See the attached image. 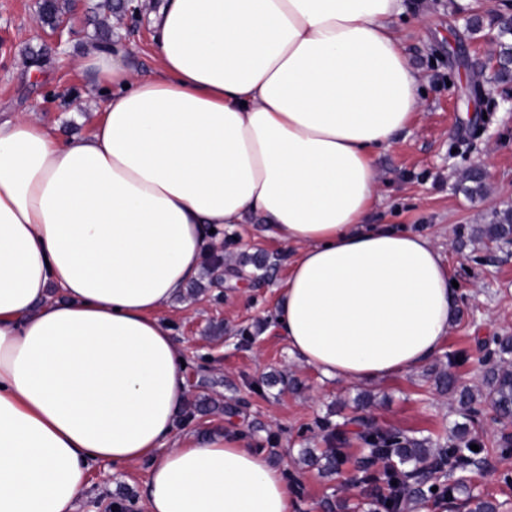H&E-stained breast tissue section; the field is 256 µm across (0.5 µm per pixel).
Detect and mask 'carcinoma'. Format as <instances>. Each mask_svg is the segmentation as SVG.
<instances>
[{
	"label": "carcinoma",
	"mask_w": 512,
	"mask_h": 512,
	"mask_svg": "<svg viewBox=\"0 0 512 512\" xmlns=\"http://www.w3.org/2000/svg\"><path fill=\"white\" fill-rule=\"evenodd\" d=\"M42 20L53 24L61 16L59 0H43L39 4ZM494 79L498 83L512 82V44L503 43L497 55V67ZM467 186L464 191L471 196L482 197L486 193L484 176L470 170L464 177ZM486 239L492 243L512 242V208L495 210L487 226L483 230ZM224 268V254L218 250L212 252L208 260L207 274L210 284L215 285L221 280V269ZM498 349L494 360L486 356L479 360L485 367L484 381L488 388L487 397L495 412L496 421L512 423V336H504L497 341ZM436 385L441 390L458 394L461 408L470 411L474 402L472 389L457 384L452 373L443 372L436 377ZM352 423L360 428L359 438L364 441L375 439L371 457L360 466L359 482L369 485L383 483L387 486V494L379 499V505L385 512H395L398 503L405 504L420 499L424 491H432L436 486V474L444 472L451 476L457 472H466L476 466V460L485 451V443L480 437L470 433L466 425H457L448 436V442L433 451L430 440L404 436L399 432L383 430L374 425L368 416H358ZM479 446V451L471 450L470 445ZM306 460L313 464L319 459L326 461L327 468H332L338 461L341 449L331 448L320 454L313 448L304 451ZM452 491L464 496L460 507L466 512H499L501 503L485 499L470 493L462 481L454 483Z\"/></svg>",
	"instance_id": "obj_1"
}]
</instances>
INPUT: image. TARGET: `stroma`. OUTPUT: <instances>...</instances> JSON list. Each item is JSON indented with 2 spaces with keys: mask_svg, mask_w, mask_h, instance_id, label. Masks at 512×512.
<instances>
[{
  "mask_svg": "<svg viewBox=\"0 0 512 512\" xmlns=\"http://www.w3.org/2000/svg\"><path fill=\"white\" fill-rule=\"evenodd\" d=\"M95 0H60L75 32L56 42L39 19L38 0H0V117L28 115L60 138L90 131L92 115L74 108L91 93L77 61L87 44L134 45L128 57L137 73L154 70L149 15L161 0H113L107 26L92 19ZM512 0H403L397 20L409 65L420 79L422 106L390 147L375 152L379 196L376 219L431 235L458 284V306L441 352L418 370L368 384L328 378L289 355L272 311L294 251L263 233L260 218L225 227L224 282L184 289L161 314L180 341L190 401L217 404L178 429L196 438L242 433L264 449L295 490V512H328L346 496L354 512H375L374 488L345 487L367 453L348 418L358 402L371 401L375 422L410 437L445 444L455 424L471 420L487 446L483 469L464 473L468 490L512 508V454H501L502 425L489 402L476 401L470 415L451 408L435 382L447 368L472 388L483 387L478 359L494 337L512 336V245L481 235L493 210L512 207V103L493 79L499 51V18ZM482 94H474V86ZM486 161L487 192L469 197L461 175ZM464 354V364H453ZM281 380L268 384L270 375ZM340 429L338 471L328 475L303 460L307 448H324L323 424ZM148 462L113 469L95 464L76 512H144Z\"/></svg>",
  "mask_w": 512,
  "mask_h": 512,
  "instance_id": "stroma-1",
  "label": "stroma"
}]
</instances>
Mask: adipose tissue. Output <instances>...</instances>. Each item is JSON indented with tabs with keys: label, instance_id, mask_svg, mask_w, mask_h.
Masks as SVG:
<instances>
[{
	"label": "adipose tissue",
	"instance_id": "adipose-tissue-1",
	"mask_svg": "<svg viewBox=\"0 0 512 512\" xmlns=\"http://www.w3.org/2000/svg\"><path fill=\"white\" fill-rule=\"evenodd\" d=\"M401 0H164L157 66L89 45L90 134L0 122V512H74L88 472L149 461L146 512H295L239 434L178 436L188 398L161 311L213 230L255 215L296 256L274 321L352 384L438 354L456 307L431 235L371 224L374 151L419 107Z\"/></svg>",
	"mask_w": 512,
	"mask_h": 512
}]
</instances>
